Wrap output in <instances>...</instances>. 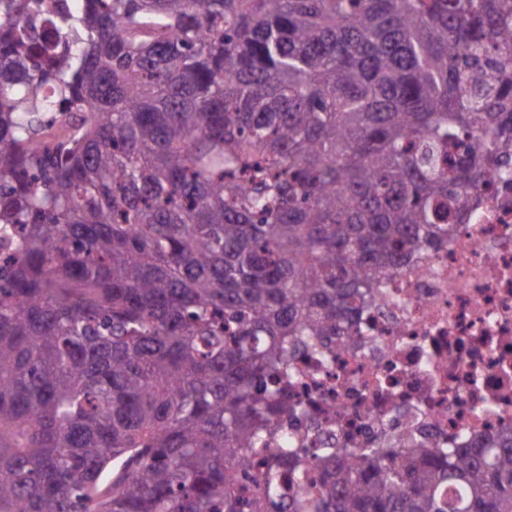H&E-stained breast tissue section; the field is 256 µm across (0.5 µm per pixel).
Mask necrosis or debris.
I'll use <instances>...</instances> for the list:
<instances>
[{
    "label": "necrosis or debris",
    "instance_id": "4bbe7bcc",
    "mask_svg": "<svg viewBox=\"0 0 512 512\" xmlns=\"http://www.w3.org/2000/svg\"><path fill=\"white\" fill-rule=\"evenodd\" d=\"M355 337L301 352L288 383L294 448L484 444L512 434V181H496L438 248L384 275Z\"/></svg>",
    "mask_w": 512,
    "mask_h": 512
}]
</instances>
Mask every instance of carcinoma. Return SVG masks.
<instances>
[{
  "label": "carcinoma",
  "instance_id": "obj_1",
  "mask_svg": "<svg viewBox=\"0 0 512 512\" xmlns=\"http://www.w3.org/2000/svg\"><path fill=\"white\" fill-rule=\"evenodd\" d=\"M511 104L512 0H0V512H512L507 435L248 484L297 352L512 173Z\"/></svg>",
  "mask_w": 512,
  "mask_h": 512
}]
</instances>
